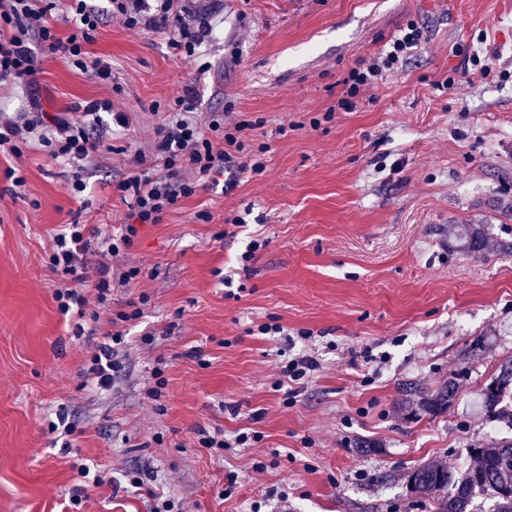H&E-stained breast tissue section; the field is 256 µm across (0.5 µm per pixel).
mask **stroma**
<instances>
[{
	"instance_id": "stroma-1",
	"label": "stroma",
	"mask_w": 512,
	"mask_h": 512,
	"mask_svg": "<svg viewBox=\"0 0 512 512\" xmlns=\"http://www.w3.org/2000/svg\"><path fill=\"white\" fill-rule=\"evenodd\" d=\"M97 5L90 51L111 79L46 55L34 94L47 112L109 99L127 114L111 151L89 160L86 191L74 196L72 170L44 152L0 151V512H149L156 494L184 512H249L272 484L288 501L261 512H431L407 490L409 471L459 467L469 445L512 439L511 424L465 405L512 356V335L473 345L512 324V76L458 71L463 55L493 52L512 73V0H187L220 22L202 81L166 33L128 29L107 0ZM411 21L424 39L410 62L362 90L354 110L338 108L349 71ZM190 83L199 112L253 123L244 153L266 169L239 171L229 192L198 187L139 225L113 265L139 266L143 279L115 289L94 331L74 336L54 297L53 236L75 221L102 239L129 222L116 185ZM236 217L246 227L225 235ZM452 224L484 225V249H453ZM253 236L266 245L245 265ZM130 300L143 315L124 325L125 367L97 390L87 358ZM270 320L312 331L320 359L290 407L273 387L281 341L254 331ZM156 366L158 402L147 396ZM449 378L461 402L448 412L399 408L404 384ZM60 414L77 453L54 444L48 424ZM202 428L262 440L218 459L199 446ZM80 459L113 481L74 511ZM134 467L152 472L140 491L122 485ZM230 470L241 486L225 499Z\"/></svg>"
}]
</instances>
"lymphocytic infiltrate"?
<instances>
[{
    "instance_id": "obj_1",
    "label": "lymphocytic infiltrate",
    "mask_w": 512,
    "mask_h": 512,
    "mask_svg": "<svg viewBox=\"0 0 512 512\" xmlns=\"http://www.w3.org/2000/svg\"><path fill=\"white\" fill-rule=\"evenodd\" d=\"M58 0H0V83H22L27 88L37 86L38 52L62 54L82 71L94 72L99 78L112 75L108 63L93 57L89 47L94 40L101 18L90 0H69L74 15L67 36H58L50 21ZM111 17L120 19L130 29L169 33V45L184 56L199 60L200 72H207L203 63V48L213 32L209 14L190 12L179 0H109ZM423 32L417 23H408L402 34L391 40L379 55L363 61L345 78L346 95L340 108L352 110L361 89L370 87L378 78L405 64L417 48ZM195 88L184 86L176 101L174 115L156 131L148 150L135 151L131 175L123 179L118 189L128 198L135 218L123 225L118 234L95 242L85 235L84 225H63L53 238L49 257L54 270L62 279L55 290L59 312L72 319L76 335H83L87 299L73 288L70 278L77 272L78 257L100 256L95 285L98 302H106L112 286L124 287L139 279V267H127L118 277H111L109 259L124 254L131 246L141 224L159 223L163 214L193 195L198 186L219 183L224 173L235 166L238 154L245 149L241 134L243 123L230 113L211 114L208 122H200L195 114ZM36 145L52 159L75 165L100 150L104 139L92 136L81 122L69 117H44L40 112L0 113V148L20 154L23 145ZM190 170L183 178L182 170ZM124 342L122 331H114L109 342L99 346L88 359L87 372L96 387L111 386L122 368L119 347ZM318 368L313 355L303 352L289 358L274 383L282 391L284 405L295 402L301 385Z\"/></svg>"
}]
</instances>
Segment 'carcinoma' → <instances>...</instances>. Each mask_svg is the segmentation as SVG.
Segmentation results:
<instances>
[{
	"label": "carcinoma",
	"instance_id": "cac0c4a2",
	"mask_svg": "<svg viewBox=\"0 0 512 512\" xmlns=\"http://www.w3.org/2000/svg\"><path fill=\"white\" fill-rule=\"evenodd\" d=\"M448 235L462 251L476 252L485 243L479 224H454ZM456 396V382L447 379L432 392L405 387L400 405L416 414L437 416L448 411ZM472 406L479 415L512 421V356L501 362ZM468 456L470 463L455 471L443 461L418 465L407 473V487L428 498L434 512H476L479 498L491 501L490 512H512V441L470 448Z\"/></svg>",
	"mask_w": 512,
	"mask_h": 512
}]
</instances>
